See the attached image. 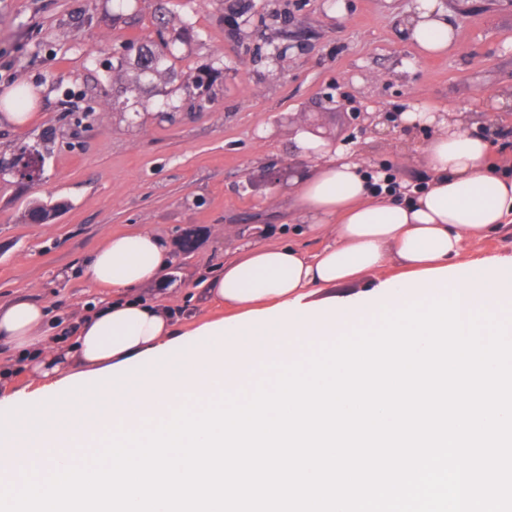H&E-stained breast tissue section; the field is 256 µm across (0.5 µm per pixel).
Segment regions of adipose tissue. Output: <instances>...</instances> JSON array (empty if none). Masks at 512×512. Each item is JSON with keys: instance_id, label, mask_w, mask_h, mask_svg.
<instances>
[{"instance_id": "adipose-tissue-1", "label": "adipose tissue", "mask_w": 512, "mask_h": 512, "mask_svg": "<svg viewBox=\"0 0 512 512\" xmlns=\"http://www.w3.org/2000/svg\"><path fill=\"white\" fill-rule=\"evenodd\" d=\"M407 28L427 53L447 49L453 37L440 0H416ZM407 119L439 128L423 152L430 178L419 188L376 189L343 145L299 134V151L317 165L297 203L322 243L313 251L244 244L209 282L207 299L227 310L223 319L179 338L167 310L129 298L133 289L160 284L169 262L164 240L147 229L107 236L86 260L85 284L111 295L62 322L53 343L42 337L41 305L19 298L0 306V337L14 344L18 366L37 383L31 391L17 389L13 370L0 372V391L14 408L0 420V478L18 479L23 463L43 472L55 460L78 464L98 449L105 428L135 430L141 418H170L186 401L200 413L223 390L255 392L257 362L291 364L298 344L364 328L381 304L404 309L457 291L461 311L512 317V257H462L468 237H512V176L496 172L487 138L454 120L423 107ZM390 263L401 273L381 281L377 292L338 307L306 301L311 289Z\"/></svg>"}]
</instances>
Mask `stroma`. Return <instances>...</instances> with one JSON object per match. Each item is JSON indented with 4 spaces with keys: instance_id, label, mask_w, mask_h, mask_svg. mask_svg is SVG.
Here are the masks:
<instances>
[{
    "instance_id": "35a3bbf8",
    "label": "stroma",
    "mask_w": 512,
    "mask_h": 512,
    "mask_svg": "<svg viewBox=\"0 0 512 512\" xmlns=\"http://www.w3.org/2000/svg\"><path fill=\"white\" fill-rule=\"evenodd\" d=\"M247 14L220 0H136L126 18L112 0H0V103L27 87L38 125L21 130L0 116V160L43 144L39 180L0 179V302L28 296L56 325L86 305L80 271L113 233L142 227L170 250L162 288L181 328L222 318L203 284L242 237L307 250L299 182L314 166L294 139L298 113L321 116L324 137L345 144L369 173L393 171L417 185L429 174L423 150L437 125L361 130L353 113L400 112L419 101L452 109L471 132L512 129V5L442 0L454 41L427 57L406 35L415 0H249ZM176 20L177 73L220 59L222 74L203 110L168 117L112 106V58L130 40L155 36L159 8ZM193 37L180 42L181 21ZM281 175L270 184L268 171ZM56 207L43 221L33 202ZM388 266L313 289L330 306L398 274Z\"/></svg>"
}]
</instances>
